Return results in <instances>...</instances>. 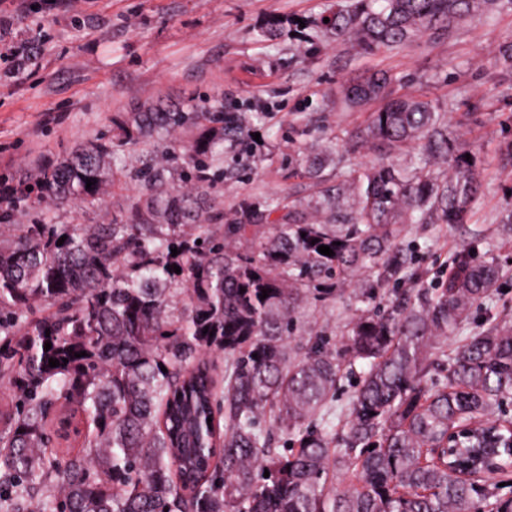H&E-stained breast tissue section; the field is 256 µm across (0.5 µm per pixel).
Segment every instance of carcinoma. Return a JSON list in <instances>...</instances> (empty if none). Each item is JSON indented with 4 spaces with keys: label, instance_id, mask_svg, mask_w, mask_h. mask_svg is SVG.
I'll return each instance as SVG.
<instances>
[{
    "label": "carcinoma",
    "instance_id": "1",
    "mask_svg": "<svg viewBox=\"0 0 512 512\" xmlns=\"http://www.w3.org/2000/svg\"><path fill=\"white\" fill-rule=\"evenodd\" d=\"M502 9L512 0H354L322 27L350 51H393ZM341 99L379 104L343 138L345 153L376 159L347 162L334 133L299 146L304 197L217 206L214 154L248 126L205 105L136 102L112 116V135L41 167L37 197L62 205L99 207L127 179L140 190L100 224L39 219L0 238V512H512L490 475L462 477L445 446L472 424L457 456L500 448L494 463L512 467V420L489 421L512 398V322L441 346L499 287L496 239L474 231L441 287L375 305L378 289L419 280L400 226L466 223L477 159L438 104L397 93L385 73ZM151 140L155 156L112 168ZM345 283L363 306L340 340L310 328L291 346L309 298ZM358 363L367 370L336 436L324 421ZM61 400L87 424L81 448L62 454L50 429ZM331 469L345 475L339 490Z\"/></svg>",
    "mask_w": 512,
    "mask_h": 512
}]
</instances>
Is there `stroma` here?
Segmentation results:
<instances>
[{
    "instance_id": "obj_1",
    "label": "stroma",
    "mask_w": 512,
    "mask_h": 512,
    "mask_svg": "<svg viewBox=\"0 0 512 512\" xmlns=\"http://www.w3.org/2000/svg\"><path fill=\"white\" fill-rule=\"evenodd\" d=\"M351 0H0V42L27 43L20 66L0 61V174L32 181L43 158H58L78 142L112 130L114 113L157 99L224 107L251 115L253 136L225 145L216 162L224 182L215 194L225 208L242 197L271 200L307 195L288 162L306 128L307 143L352 129L364 111L336 104L343 83L382 71L398 93L423 91L445 108L448 123L479 158L482 192L466 224L406 226L405 245L417 248L424 287L446 274L448 258L466 228L498 229L512 207V73L496 64L499 46L512 41V11L475 20L451 35L423 39L400 51L355 53L321 38L316 24L326 9ZM280 21L275 39L260 38L268 19ZM316 46L297 52L301 39ZM139 186L128 182L106 197L101 209H55L35 202L0 224V237L14 234L48 212L57 224H92L122 209ZM497 256L509 275L488 309L464 327L486 330L512 318V242ZM357 303L352 286L306 304L304 317L327 335L340 334ZM463 332V333H464Z\"/></svg>"
}]
</instances>
